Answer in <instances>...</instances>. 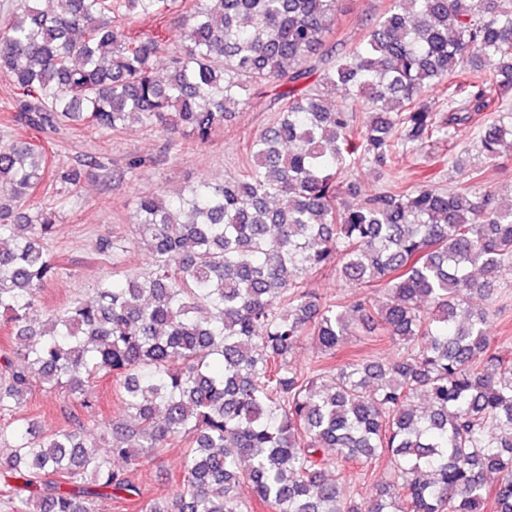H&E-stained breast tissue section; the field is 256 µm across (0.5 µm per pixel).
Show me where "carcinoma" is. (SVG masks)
I'll use <instances>...</instances> for the list:
<instances>
[{"label":"carcinoma","instance_id":"cac0c4a2","mask_svg":"<svg viewBox=\"0 0 512 512\" xmlns=\"http://www.w3.org/2000/svg\"><path fill=\"white\" fill-rule=\"evenodd\" d=\"M340 0H11L0 14V73L22 91L23 132L129 124L205 144L229 110L277 90L278 118L246 147L245 174L137 203L146 272L105 278L95 297L33 314L57 273L47 248L58 204L46 151L0 143V414L33 387L93 405L112 378L125 418L77 430L0 423V503L9 512H512V357L487 326L512 273V198L484 171L447 190L394 175L396 160L481 127L475 150L512 145V0H391L356 45L327 48ZM140 22L173 28L160 43ZM167 61L166 75L157 71ZM353 101L341 109L329 98ZM445 107L429 105L433 96ZM367 117L362 118L359 113ZM385 189L341 201L354 168ZM83 164L56 170L77 190ZM333 269L371 296L322 301L307 278ZM485 304L475 306L474 297ZM401 346L387 362L336 355L357 326ZM305 340L331 363L298 369ZM423 397L419 408L414 399ZM187 444L180 490L143 497L134 474ZM392 470L361 503L347 463Z\"/></svg>","mask_w":512,"mask_h":512}]
</instances>
